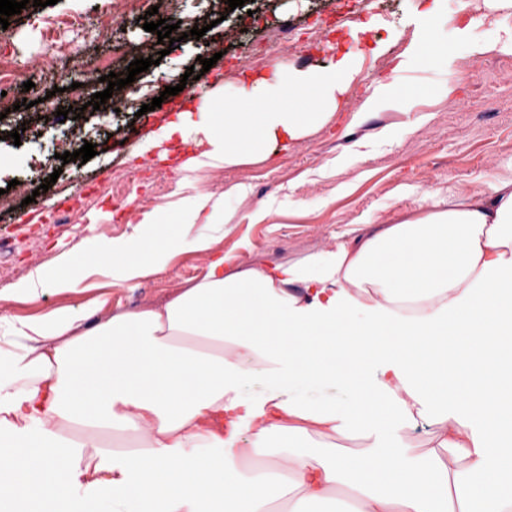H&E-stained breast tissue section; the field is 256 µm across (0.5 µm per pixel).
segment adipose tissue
<instances>
[{
	"label": "adipose tissue",
	"instance_id": "adipose-tissue-1",
	"mask_svg": "<svg viewBox=\"0 0 512 512\" xmlns=\"http://www.w3.org/2000/svg\"><path fill=\"white\" fill-rule=\"evenodd\" d=\"M356 64L205 92L136 153L177 136L197 169L267 160L333 116ZM225 221L203 192L140 211L113 280L160 271L145 258L160 225L178 243ZM191 240L206 272L163 305L94 326L70 307L0 313V512H70L75 486L83 512H512L511 180L270 267ZM256 372L270 388L248 402ZM301 378L352 398L302 401ZM421 419L438 451L405 458ZM336 436L369 448L328 449Z\"/></svg>",
	"mask_w": 512,
	"mask_h": 512
}]
</instances>
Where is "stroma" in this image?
I'll return each instance as SVG.
<instances>
[{
  "mask_svg": "<svg viewBox=\"0 0 512 512\" xmlns=\"http://www.w3.org/2000/svg\"><path fill=\"white\" fill-rule=\"evenodd\" d=\"M106 8L107 0H58L45 8L26 7L10 16L7 29H0V60L12 66L9 92L18 105L0 120V132L7 134L0 139V155L8 160L0 168V189L15 179L37 193L34 202L14 208L9 223H0L10 267L0 291L36 269L54 266L64 252L74 259L70 274L76 282L71 292L48 289L38 299L9 302L6 310L16 319L77 308L104 293L108 303L96 314L102 320L142 308L148 298L164 304L194 284L204 275L206 260L189 240L161 247L163 271L134 283L116 285L102 275L87 277L82 266L109 251L112 242L133 234L139 208L172 204L197 191L224 195V212L231 221L193 225L191 237H215L217 250L246 264L268 266L328 250L330 243L372 224L400 223L420 211L427 193L444 203L449 194L478 195L489 183L512 180V51L490 47L512 31V10L475 16L459 10L458 0H370L340 25L339 0H249L248 10L261 16L239 36L223 20L225 0H166L159 18L180 24L187 37L161 56L159 65L127 85L119 111L98 110L66 123L42 122L41 113L49 109L80 110L92 94L105 90L102 76L158 54L157 34L145 31L135 13L113 27L109 42H101L98 27ZM70 12L82 15V27L59 26L54 41H46L43 20ZM319 20L330 29L306 65L325 68L338 54H358L355 80L365 85L367 94L396 72L411 92L408 105L383 104L363 114L360 100L343 93L328 123L290 149H276L267 161L187 170L182 163L192 150L176 140L167 144V159L153 153L145 159L133 155V147L170 118L163 109L141 110L165 87L183 85L187 96L211 88L216 73L230 69L232 56L244 46L263 58L257 74H266L275 61L301 68L304 63L285 55L275 61L265 58L262 30L288 21L306 33ZM197 25L206 30L199 38L190 34ZM425 42L447 45V56L426 53L397 71L408 45ZM53 44L59 48L58 63L76 61V89L58 93L50 82L24 89L26 61ZM201 57L213 59L211 71L184 80L187 67ZM452 98L458 103L453 112L447 109ZM26 100L31 103L27 109L22 106ZM76 126L98 153L84 163L62 162L59 155ZM116 132L127 139L129 152L118 150L112 138ZM53 173L58 176L54 182L49 179ZM102 180L113 184L115 196L82 197L74 223H57L65 195L80 186L91 191ZM44 183L48 191L38 193ZM236 183L247 186V195L226 197L227 187Z\"/></svg>",
  "mask_w": 512,
  "mask_h": 512,
  "instance_id": "stroma-1",
  "label": "stroma"
}]
</instances>
